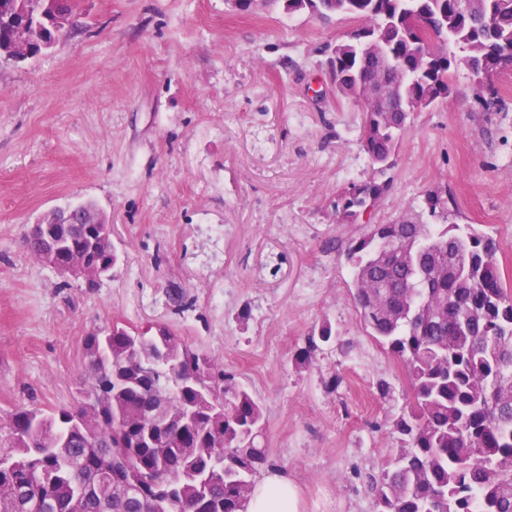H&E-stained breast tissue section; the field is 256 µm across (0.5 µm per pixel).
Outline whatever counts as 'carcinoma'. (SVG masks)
<instances>
[{"instance_id": "1", "label": "carcinoma", "mask_w": 512, "mask_h": 512, "mask_svg": "<svg viewBox=\"0 0 512 512\" xmlns=\"http://www.w3.org/2000/svg\"><path fill=\"white\" fill-rule=\"evenodd\" d=\"M77 0H7L0 58L27 60L53 47ZM362 22L327 64L336 96L381 82L382 102L363 113L360 146L373 177L350 182L346 217L384 192L375 176L395 165L410 113L447 98L458 65L486 104L490 73L512 62V0H288V10ZM58 240L115 265L104 225L56 226ZM27 253L47 257L43 235ZM495 238L471 224H371L343 256L362 329L407 369L412 404L394 421L400 452L376 490L377 512H512V290ZM332 339H307L303 363ZM80 401L49 411L19 408L0 427V512H246L269 466L261 403L207 354L165 326L112 329L85 341ZM181 361L154 373L142 361ZM162 410L165 425L151 416Z\"/></svg>"}]
</instances>
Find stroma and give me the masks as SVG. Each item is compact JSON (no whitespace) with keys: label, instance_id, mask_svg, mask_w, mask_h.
<instances>
[{"label":"stroma","instance_id":"obj_1","mask_svg":"<svg viewBox=\"0 0 512 512\" xmlns=\"http://www.w3.org/2000/svg\"><path fill=\"white\" fill-rule=\"evenodd\" d=\"M75 27L23 61L0 59V424L79 398L84 340L112 323L163 324L262 404L274 464L306 512H375L367 479L400 450L403 364L359 324L343 252L369 224L457 223L499 242L512 287V72L503 102L453 91L412 113L374 210L336 201L372 169L363 112L327 60L357 20L288 0H78ZM92 201L118 261L98 287L31 258L32 224ZM334 340L307 363V336Z\"/></svg>","mask_w":512,"mask_h":512}]
</instances>
